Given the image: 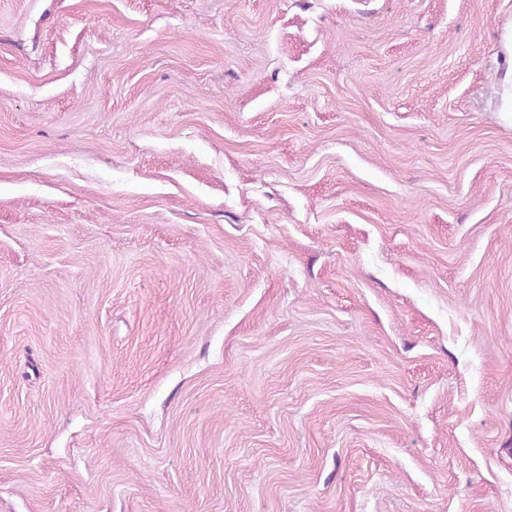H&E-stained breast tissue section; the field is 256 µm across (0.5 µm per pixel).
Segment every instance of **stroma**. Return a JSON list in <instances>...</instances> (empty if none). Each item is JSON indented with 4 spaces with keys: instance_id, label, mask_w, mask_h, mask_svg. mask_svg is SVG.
<instances>
[{
    "instance_id": "stroma-1",
    "label": "stroma",
    "mask_w": 512,
    "mask_h": 512,
    "mask_svg": "<svg viewBox=\"0 0 512 512\" xmlns=\"http://www.w3.org/2000/svg\"><path fill=\"white\" fill-rule=\"evenodd\" d=\"M512 0H0V512H512ZM505 56L506 63L505 75L502 81V111L512 116V29L505 38Z\"/></svg>"
}]
</instances>
